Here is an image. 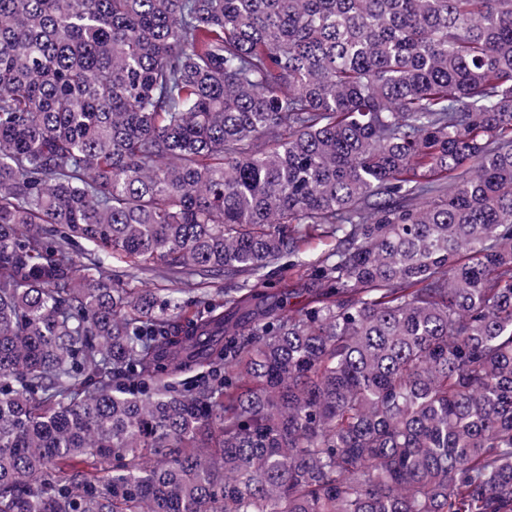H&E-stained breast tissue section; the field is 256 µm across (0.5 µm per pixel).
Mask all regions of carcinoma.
Masks as SVG:
<instances>
[{
    "mask_svg": "<svg viewBox=\"0 0 512 512\" xmlns=\"http://www.w3.org/2000/svg\"><path fill=\"white\" fill-rule=\"evenodd\" d=\"M0 512H512V0H0ZM332 244L330 238L314 235L304 237L301 247L306 258L310 260L311 263L316 264L331 248ZM288 281V288H294L295 294L288 299L287 307L297 308L299 304L307 297L302 291L303 288H323V283L318 280H312L304 269L288 271L285 273ZM140 282L129 284L131 288H182L189 296H203L208 294L214 298L220 295L224 298V288L230 285L225 283L224 277L218 280H203L196 276H180L178 278L164 274L161 271L148 272L141 276Z\"/></svg>",
    "mask_w": 512,
    "mask_h": 512,
    "instance_id": "1",
    "label": "carcinoma"
}]
</instances>
